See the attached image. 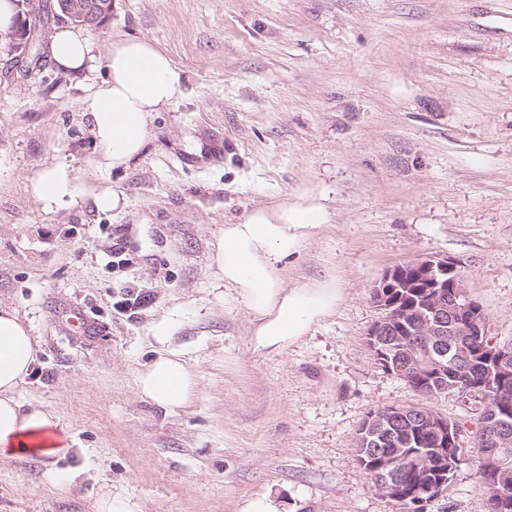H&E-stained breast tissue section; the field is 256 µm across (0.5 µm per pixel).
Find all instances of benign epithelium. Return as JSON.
Segmentation results:
<instances>
[{"label":"benign epithelium","instance_id":"obj_1","mask_svg":"<svg viewBox=\"0 0 512 512\" xmlns=\"http://www.w3.org/2000/svg\"><path fill=\"white\" fill-rule=\"evenodd\" d=\"M20 12L26 15L25 29H14L8 38L18 59L29 57L34 42L35 28L31 19L38 13V0H17ZM112 14V0H68L62 4V17L78 26L95 27ZM416 288V299L401 305L389 294L398 288ZM371 300L381 311V317L369 331L370 348L378 361L387 364L403 378L417 375L434 381L442 393L452 391V374L445 362L447 337L457 336L456 360L465 367L474 365L485 371L490 381L505 383L512 370V350L507 346L487 341V315L481 304L467 292L457 266L447 259L423 257L387 270L371 292ZM486 445L491 450L512 446V432L494 410L480 411ZM409 421L427 431L445 444L459 438L460 431L431 409L419 407L408 413L392 409L374 411L364 423L361 446L395 441L398 423ZM410 469L418 482L415 501L418 512H426L431 497L444 490L447 481L438 485L429 483L434 465L446 474L454 472L458 456L448 452L440 457L415 455L410 457ZM377 489L390 499L399 497L402 484L396 473L376 481Z\"/></svg>","mask_w":512,"mask_h":512}]
</instances>
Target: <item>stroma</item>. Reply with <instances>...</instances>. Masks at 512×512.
<instances>
[{"label":"stroma","instance_id":"obj_1","mask_svg":"<svg viewBox=\"0 0 512 512\" xmlns=\"http://www.w3.org/2000/svg\"><path fill=\"white\" fill-rule=\"evenodd\" d=\"M85 28L97 56L142 37L167 51L184 95L158 114L130 167L95 165L80 102L104 67L41 58L17 74L0 37V305L38 341L17 397L59 421L66 453L0 457V512H402L360 465L370 410L424 406L461 428L462 453L427 512H487L471 434L451 391L430 399L366 342L389 268L454 261L512 340V0H112ZM119 192L44 211L31 184L58 166ZM326 222L283 267L286 281L339 278L343 301L274 357L249 347L251 315L219 277L225 225L284 200ZM122 249L126 265L112 264ZM145 295L126 310V291ZM91 331L69 326L71 309ZM166 326L158 342L154 331ZM198 377L192 405L164 411L138 374L161 353Z\"/></svg>","mask_w":512,"mask_h":512}]
</instances>
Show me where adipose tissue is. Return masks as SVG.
Segmentation results:
<instances>
[{"label":"adipose tissue","instance_id":"adipose-tissue-1","mask_svg":"<svg viewBox=\"0 0 512 512\" xmlns=\"http://www.w3.org/2000/svg\"><path fill=\"white\" fill-rule=\"evenodd\" d=\"M47 54L63 71L99 64L106 69L105 78L93 85L81 105L102 169L129 167L147 143L155 114L183 95L171 57L144 38L116 39L100 58L80 30L60 26L49 36ZM32 191L44 210L54 211L75 202L77 178L67 167L56 166L33 181ZM323 221L321 206L284 201L253 209L225 225L216 262L225 285L252 316L250 347L255 354L286 352L340 306L337 277L291 285L282 277L284 261L300 252ZM35 345L16 310L0 307V453L37 450L53 456L64 450L55 440L57 424L51 415L15 396L36 360ZM138 386L156 405L176 410L192 401L196 375L181 358L161 355L141 371Z\"/></svg>","mask_w":512,"mask_h":512}]
</instances>
